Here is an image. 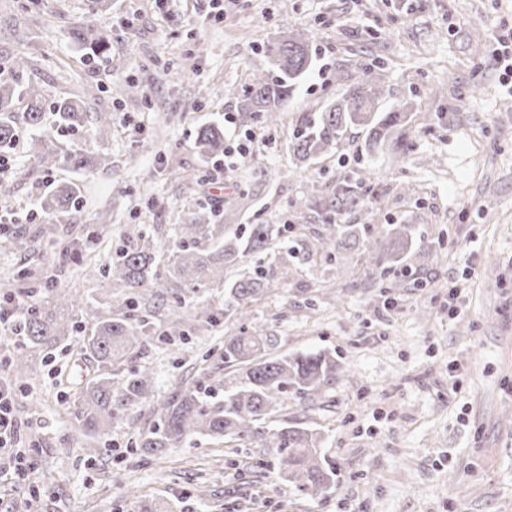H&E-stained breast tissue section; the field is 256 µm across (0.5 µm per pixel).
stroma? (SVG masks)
Returning <instances> with one entry per match:
<instances>
[{"instance_id": "35a3bbf8", "label": "stroma", "mask_w": 512, "mask_h": 512, "mask_svg": "<svg viewBox=\"0 0 512 512\" xmlns=\"http://www.w3.org/2000/svg\"><path fill=\"white\" fill-rule=\"evenodd\" d=\"M23 3L0 0V64L26 54L46 99L81 95L112 115L100 141L112 168L85 185L79 228L61 226L71 255L46 247L39 263L58 271V286L76 282L93 296L83 328L114 304L97 282L79 279L81 264L104 263L116 239L141 224L161 246L198 215L286 224L297 237L323 221L313 201L349 181L366 204L337 223L408 224L430 252L407 261L401 287L390 288L369 273L362 246L344 249L272 281L252 308L251 328L276 335L280 350H330L343 367L312 410L291 399L273 415L322 435L339 474L324 496H296L254 444L228 453L193 438L165 463L132 458L131 443L180 380L222 387L224 364L207 352L237 330L163 337L162 296L146 314L154 341L141 356L156 371L154 402L114 423L110 447L79 434L73 401L100 368L76 342L37 352L36 380H13L16 445L30 467L26 480L0 481V512H24L33 494L35 512H129L130 485L193 512L200 484L205 512H512V95L490 58L493 33L512 26V0H227L220 15L208 0H112L103 19L89 0H40L36 13ZM91 23L111 30V60H87L75 45L73 26ZM282 31L308 36L313 65L279 125H253L254 149L224 188L212 162H201L194 132L219 121L226 140L242 134L224 120L237 111L224 88L265 69L263 48ZM363 65L383 75L381 109L408 108L411 152L365 153L356 128L300 173L288 151L299 118L345 94ZM118 82L137 90L116 94ZM199 166L200 182L170 175ZM68 176L18 163L7 175L12 191L0 196V213L22 221L9 227L15 248L0 249V302L21 286L42 222L36 196ZM299 211L305 223H296ZM452 281L462 288L455 300Z\"/></svg>"}]
</instances>
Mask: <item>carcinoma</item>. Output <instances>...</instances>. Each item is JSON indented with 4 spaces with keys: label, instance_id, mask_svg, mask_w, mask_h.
<instances>
[{
    "label": "carcinoma",
    "instance_id": "1",
    "mask_svg": "<svg viewBox=\"0 0 512 512\" xmlns=\"http://www.w3.org/2000/svg\"><path fill=\"white\" fill-rule=\"evenodd\" d=\"M73 39L85 55H107L112 35H98L79 28ZM267 70L253 76L241 89L230 86L227 95L238 100L239 121L244 127L262 123L277 126L280 112L295 85L310 69L313 57L304 34L286 35L265 46ZM25 56L13 58L0 71V147L9 150L28 133L26 156L46 171L67 169L85 174L111 163L110 154H92L71 137L86 131L101 134L112 124L107 112H96L85 96L58 98L47 102L38 87L26 81ZM382 75L364 69L358 82L322 111L302 118L291 140L293 156L302 164L336 147L347 131H366L365 151L375 154L385 149L406 155L413 144L408 139L410 120L406 107L379 111L383 95ZM195 149L203 158L224 152V126L209 123L196 135ZM83 186L76 180L49 183L35 199L44 215L39 237L46 243H61L57 221L68 217L77 222ZM326 211H351L364 206L362 195L350 186L336 187L333 197L315 202ZM281 225L250 224L231 228L229 224H208L201 216L190 224L178 225L177 240L166 256L148 230H136L135 242L119 246L101 266L89 265L85 272L101 277L100 287L117 301V312L96 320L84 336L82 348L95 361L125 370L122 380L102 376L87 382L75 399L79 427L84 435L103 440L111 434L112 423L150 404L154 395L155 371L138 363V356L150 344L149 322L140 306L160 295L164 288L206 287L213 276L239 266L247 258L251 266L224 287V320L239 325L238 335L224 340L220 358L229 368L230 380L223 396L200 385L181 389L175 398L157 408L158 420L140 434L139 456L149 463L170 455L186 440L203 435L218 444L255 442L267 449L284 481L303 498H317L336 486V467L321 452L318 432L295 422L278 428L268 426L272 413L282 408V400L292 395L302 406L322 398L325 388L336 380L341 365L332 352L280 353L274 336L250 331L247 326L251 306L269 291L273 274L286 281L296 266L318 258L330 260L334 253L363 241L365 249L377 254L375 268L386 276L403 262L413 245L408 224H385L374 231L368 224L319 225L311 235L291 243L280 242ZM278 253L276 270L265 268L270 251ZM34 289L24 290L18 301L21 314L9 324L16 337L11 364L19 379L37 375L32 353L73 339L78 332L77 316L87 297L76 288L57 289L48 299H36ZM187 303L175 296L168 307L164 336L185 335ZM130 512H168L129 488Z\"/></svg>",
    "mask_w": 512,
    "mask_h": 512
}]
</instances>
